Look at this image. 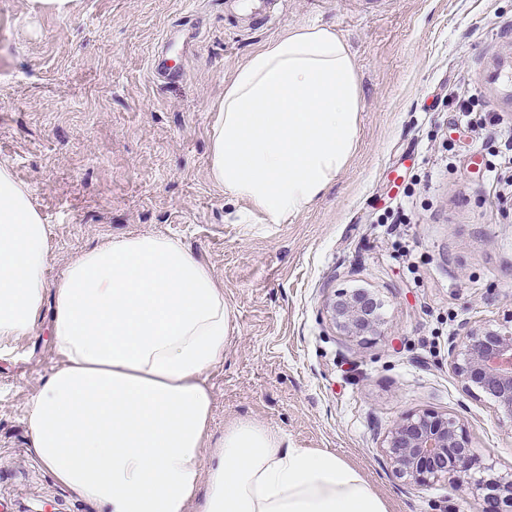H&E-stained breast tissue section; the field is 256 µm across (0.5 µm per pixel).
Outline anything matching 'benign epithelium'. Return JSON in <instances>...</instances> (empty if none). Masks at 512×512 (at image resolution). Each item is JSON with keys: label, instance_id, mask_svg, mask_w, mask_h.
Listing matches in <instances>:
<instances>
[{"label": "benign epithelium", "instance_id": "7a95c632", "mask_svg": "<svg viewBox=\"0 0 512 512\" xmlns=\"http://www.w3.org/2000/svg\"><path fill=\"white\" fill-rule=\"evenodd\" d=\"M381 303L359 290L336 294L329 305L336 326L350 336H375L381 325ZM453 372L462 389L482 392L512 417V325L468 328L459 337ZM395 476L409 486L444 480L448 486L482 505L481 512L512 506V475L475 477L486 470L469 439L465 424L434 410L404 413L384 438Z\"/></svg>", "mask_w": 512, "mask_h": 512}]
</instances>
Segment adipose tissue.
I'll use <instances>...</instances> for the list:
<instances>
[{
  "label": "adipose tissue",
  "mask_w": 512,
  "mask_h": 512,
  "mask_svg": "<svg viewBox=\"0 0 512 512\" xmlns=\"http://www.w3.org/2000/svg\"><path fill=\"white\" fill-rule=\"evenodd\" d=\"M360 86L345 41L302 26L249 56L224 88L208 179L264 223L301 212L355 150ZM48 227L0 163V353L38 325L63 360L28 402L29 448L100 512H388L336 453L238 421L205 455L207 373L234 331L224 289L180 242L115 238L47 280Z\"/></svg>",
  "instance_id": "adipose-tissue-1"
}]
</instances>
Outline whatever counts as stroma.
Segmentation results:
<instances>
[{"mask_svg": "<svg viewBox=\"0 0 512 512\" xmlns=\"http://www.w3.org/2000/svg\"><path fill=\"white\" fill-rule=\"evenodd\" d=\"M266 13L274 25L226 0H76L64 17L0 0V162L49 226L47 277L115 237L179 240L234 312L207 375L211 440L248 419L336 453L389 512H479L447 482L405 485L383 440L402 414L434 409L512 472V418L449 365L465 329L512 315V192L492 172L512 131V0H270ZM306 24L349 46L357 147L317 200L265 224L208 180L211 127L237 68ZM156 56L173 79L155 77ZM473 93L497 133L460 112ZM354 289L382 300L381 335L333 322L328 303ZM51 314L0 357V512H99L28 448L26 403L60 364Z\"/></svg>", "mask_w": 512, "mask_h": 512, "instance_id": "35a3bbf8", "label": "stroma"}]
</instances>
